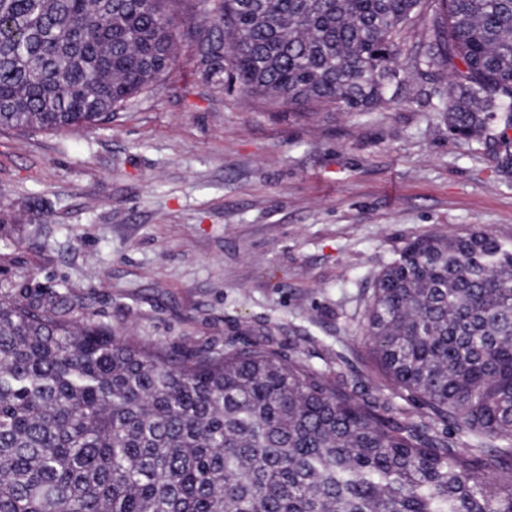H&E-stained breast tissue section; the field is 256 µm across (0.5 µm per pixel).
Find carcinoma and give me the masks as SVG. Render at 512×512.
Wrapping results in <instances>:
<instances>
[{"mask_svg":"<svg viewBox=\"0 0 512 512\" xmlns=\"http://www.w3.org/2000/svg\"><path fill=\"white\" fill-rule=\"evenodd\" d=\"M190 2L0 0V128L112 122L170 71ZM212 13L224 35L185 36L246 93L363 111L401 100L404 58L448 79V134L512 172V0ZM364 323L387 396L261 345L173 355L71 318L56 290H0V512H512V245L483 229L412 240Z\"/></svg>","mask_w":512,"mask_h":512,"instance_id":"cac0c4a2","label":"carcinoma"}]
</instances>
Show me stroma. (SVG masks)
<instances>
[{
  "label": "stroma",
  "mask_w": 512,
  "mask_h": 512,
  "mask_svg": "<svg viewBox=\"0 0 512 512\" xmlns=\"http://www.w3.org/2000/svg\"><path fill=\"white\" fill-rule=\"evenodd\" d=\"M177 18L162 87L78 134L0 130V287H64L75 315L183 352L268 345L376 394L364 313L418 236L512 243V176L452 140L420 79L363 112L225 88Z\"/></svg>",
  "instance_id": "35a3bbf8"
}]
</instances>
